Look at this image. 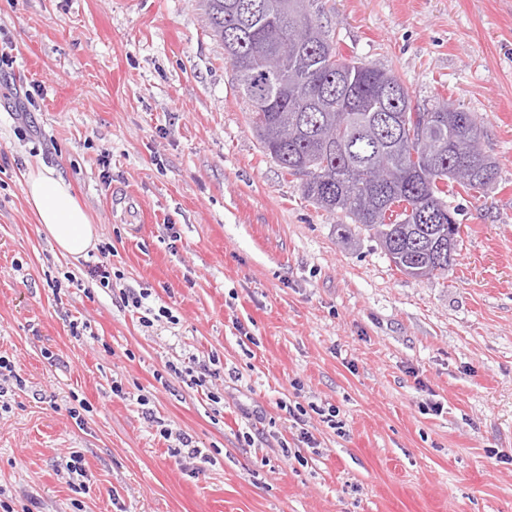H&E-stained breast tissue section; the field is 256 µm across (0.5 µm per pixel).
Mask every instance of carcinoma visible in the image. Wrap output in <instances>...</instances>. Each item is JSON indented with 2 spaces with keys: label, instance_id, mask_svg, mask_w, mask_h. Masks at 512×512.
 <instances>
[{
  "label": "carcinoma",
  "instance_id": "obj_1",
  "mask_svg": "<svg viewBox=\"0 0 512 512\" xmlns=\"http://www.w3.org/2000/svg\"><path fill=\"white\" fill-rule=\"evenodd\" d=\"M212 35L235 71L239 93L263 153L301 180L303 195L328 213L343 212L383 248L399 253L403 271L423 248L453 240L460 225L445 197L495 184L475 115L446 100L413 107L391 69L348 59L324 29L316 0H295L298 19L280 0H202ZM414 137L398 142L399 130ZM385 165L390 180L375 187L366 170Z\"/></svg>",
  "mask_w": 512,
  "mask_h": 512
}]
</instances>
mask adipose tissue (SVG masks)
<instances>
[{
  "mask_svg": "<svg viewBox=\"0 0 512 512\" xmlns=\"http://www.w3.org/2000/svg\"><path fill=\"white\" fill-rule=\"evenodd\" d=\"M27 200L56 249L65 256H86L99 236L89 215L69 184L44 164L30 167L26 175Z\"/></svg>",
  "mask_w": 512,
  "mask_h": 512,
  "instance_id": "ef3b65f1",
  "label": "adipose tissue"
}]
</instances>
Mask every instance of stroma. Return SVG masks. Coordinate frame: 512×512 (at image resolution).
<instances>
[{"label":"stroma","mask_w":512,"mask_h":512,"mask_svg":"<svg viewBox=\"0 0 512 512\" xmlns=\"http://www.w3.org/2000/svg\"><path fill=\"white\" fill-rule=\"evenodd\" d=\"M321 4L343 54L482 125L497 180L449 196L461 238L443 276L400 273L356 227L338 245L345 216L260 149L200 0H0L15 512H512V0ZM37 159L108 255L58 254L27 203ZM101 257L107 287L87 274ZM192 360L203 385L174 373ZM298 405L317 447L291 426ZM330 406L342 430L317 415ZM182 435L199 456L177 454Z\"/></svg>","instance_id":"stroma-1"}]
</instances>
